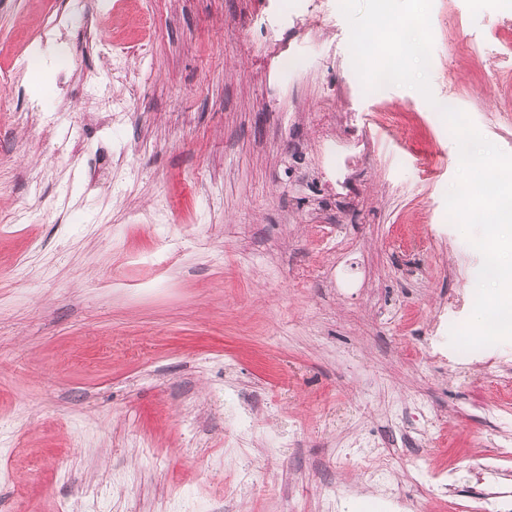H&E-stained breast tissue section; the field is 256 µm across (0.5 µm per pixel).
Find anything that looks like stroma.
<instances>
[{"label":"stroma","mask_w":512,"mask_h":512,"mask_svg":"<svg viewBox=\"0 0 512 512\" xmlns=\"http://www.w3.org/2000/svg\"><path fill=\"white\" fill-rule=\"evenodd\" d=\"M431 29L429 102L339 0H0V512L469 502L512 341L436 340L483 262L439 109L512 154V0Z\"/></svg>","instance_id":"1"}]
</instances>
